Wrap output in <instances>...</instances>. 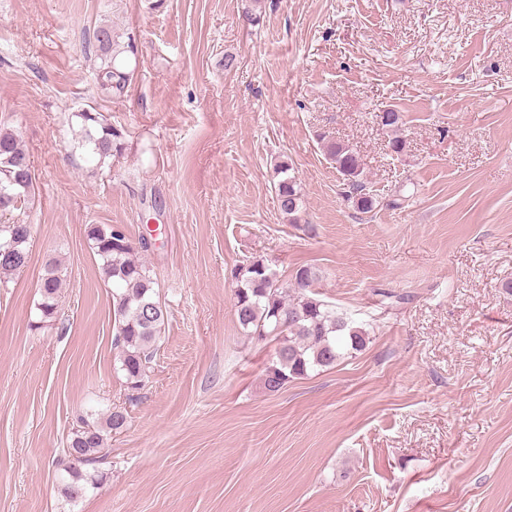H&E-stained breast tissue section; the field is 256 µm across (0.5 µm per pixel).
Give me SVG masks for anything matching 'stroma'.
<instances>
[{
  "label": "stroma",
  "mask_w": 512,
  "mask_h": 512,
  "mask_svg": "<svg viewBox=\"0 0 512 512\" xmlns=\"http://www.w3.org/2000/svg\"><path fill=\"white\" fill-rule=\"evenodd\" d=\"M103 25L119 96L97 87ZM83 111L124 134L99 168ZM0 126L33 162L24 212L0 214L33 226L0 283V512H512V0H0ZM324 133L358 152L373 212L342 199ZM89 224L151 238L168 321L134 392ZM55 256L63 323L39 329ZM249 257L283 285L317 270L365 347L265 390L276 344L234 316ZM90 409L127 423L70 503L56 461ZM289 164H281L277 168V177H282L277 181L275 186L276 199L280 211L289 218L290 223H297V213L300 209V191L297 183V177L294 173L291 175Z\"/></svg>",
  "instance_id": "stroma-1"
}]
</instances>
